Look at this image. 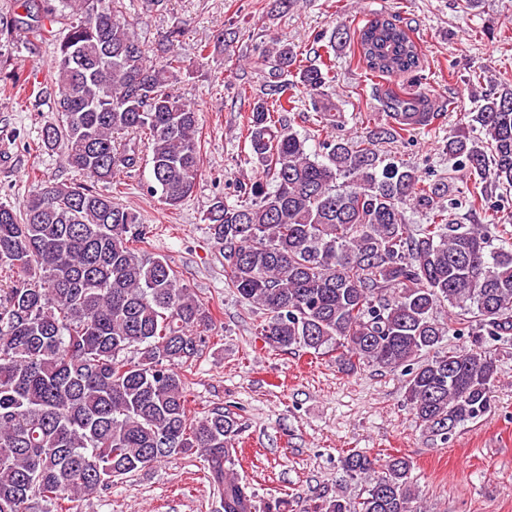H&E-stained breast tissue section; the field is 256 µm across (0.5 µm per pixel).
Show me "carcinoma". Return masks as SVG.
Here are the masks:
<instances>
[{
	"label": "carcinoma",
	"instance_id": "carcinoma-1",
	"mask_svg": "<svg viewBox=\"0 0 512 512\" xmlns=\"http://www.w3.org/2000/svg\"><path fill=\"white\" fill-rule=\"evenodd\" d=\"M58 24L51 62L56 123L41 130L48 150L95 182L151 149L154 190L171 209L194 192L203 165L198 112L171 91L186 68L165 35V55L147 59L124 0H46L20 28L34 38ZM359 61L372 75H408L421 51L401 21L376 16L358 31ZM267 70L250 95L243 128L262 176L206 213L224 246V286L262 311L257 326L274 349L336 352L403 368L405 399L420 424L448 437L483 416L498 382V346L512 342V236L505 224H460L482 209L480 182L512 189V90L492 86L473 116L482 136L448 137V157L477 178L458 198L448 183L386 163L376 142L427 127L437 117L424 94L388 90L391 111L372 137L323 140L308 151L291 122L274 119L298 94L320 109L331 66L298 64L294 47L269 34L254 61ZM294 73V80L284 79ZM429 216L411 228L406 207ZM148 231L109 193L46 181L22 205L0 201V268L17 275L0 288V512H81L82 501L115 479L197 452L223 512H283L226 472L237 417L188 406L184 366L205 344L214 316L167 260L144 252ZM451 309L449 322L433 316ZM468 336L442 347L449 333ZM342 466L368 479L366 496L325 498L313 512H417L410 462L388 460L373 477L361 452Z\"/></svg>",
	"mask_w": 512,
	"mask_h": 512
}]
</instances>
